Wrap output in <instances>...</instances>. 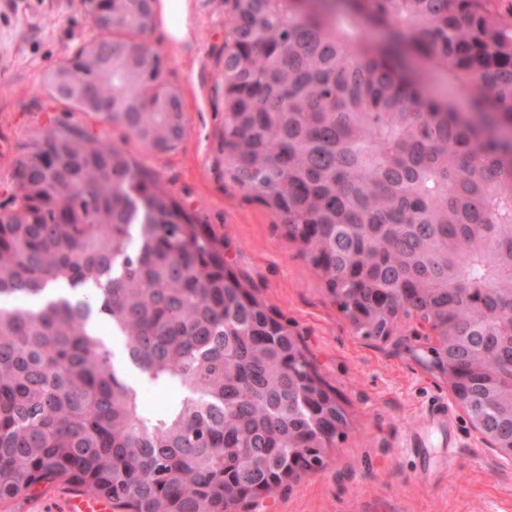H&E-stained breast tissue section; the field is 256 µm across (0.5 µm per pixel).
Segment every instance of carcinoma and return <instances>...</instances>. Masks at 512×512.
I'll return each instance as SVG.
<instances>
[{"mask_svg":"<svg viewBox=\"0 0 512 512\" xmlns=\"http://www.w3.org/2000/svg\"><path fill=\"white\" fill-rule=\"evenodd\" d=\"M224 169L283 220L361 336L412 315L426 365L512 435V15L495 0H231ZM73 73L147 149L180 96L141 0ZM0 215V509L40 485L115 512H232L324 464L348 416L288 325L157 176L44 128ZM169 397L162 409L146 399Z\"/></svg>","mask_w":512,"mask_h":512,"instance_id":"obj_1","label":"carcinoma"}]
</instances>
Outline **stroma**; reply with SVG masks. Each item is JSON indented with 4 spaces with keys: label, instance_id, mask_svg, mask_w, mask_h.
I'll list each match as a JSON object with an SVG mask.
<instances>
[{
    "label": "stroma",
    "instance_id": "35a3bbf8",
    "mask_svg": "<svg viewBox=\"0 0 512 512\" xmlns=\"http://www.w3.org/2000/svg\"><path fill=\"white\" fill-rule=\"evenodd\" d=\"M173 40L163 18L145 35L183 103L185 134L168 151L70 111L45 89L48 71L90 37L79 0H0V209L12 162L50 119L111 139L152 170L202 230L224 246L270 313L299 338L350 418L326 465L239 512H512V469H498L445 379L422 363L436 344L419 319L387 341L357 336L280 218L225 174L220 153L228 7L186 0ZM446 416L432 419L436 406Z\"/></svg>",
    "mask_w": 512,
    "mask_h": 512
}]
</instances>
